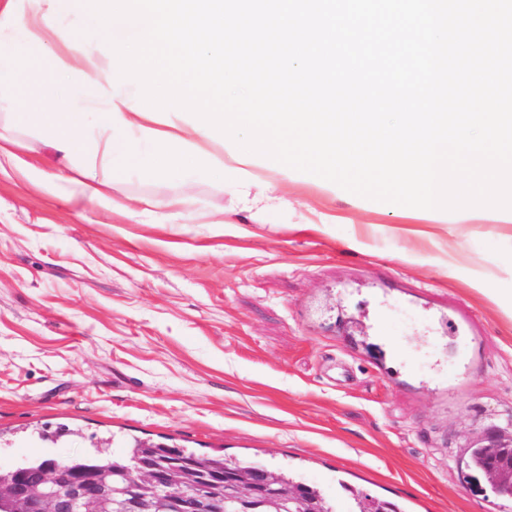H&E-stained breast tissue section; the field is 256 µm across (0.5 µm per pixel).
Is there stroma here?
<instances>
[{
  "mask_svg": "<svg viewBox=\"0 0 512 512\" xmlns=\"http://www.w3.org/2000/svg\"><path fill=\"white\" fill-rule=\"evenodd\" d=\"M285 204L162 224L181 178L127 167L137 217L0 171V466L134 442L259 462L403 512H512L467 467L512 423V223L444 224L340 186L273 177ZM488 284L493 298L475 286Z\"/></svg>",
  "mask_w": 512,
  "mask_h": 512,
  "instance_id": "stroma-1",
  "label": "stroma"
}]
</instances>
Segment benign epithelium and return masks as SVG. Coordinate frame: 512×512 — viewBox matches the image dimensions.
Here are the masks:
<instances>
[{
    "label": "benign epithelium",
    "mask_w": 512,
    "mask_h": 512,
    "mask_svg": "<svg viewBox=\"0 0 512 512\" xmlns=\"http://www.w3.org/2000/svg\"><path fill=\"white\" fill-rule=\"evenodd\" d=\"M488 477L502 495L512 496V471L493 469ZM135 483L140 489L125 500L122 512H154L150 497L143 495V491L158 486L163 488L171 512H220L218 503L206 494V488L199 483L184 486L175 469L164 471L152 463H142L136 470ZM108 486L110 483L96 479L75 482L63 467L51 465L28 484L1 477L0 501L17 505L19 512H83L100 499Z\"/></svg>",
    "instance_id": "7a95c632"
}]
</instances>
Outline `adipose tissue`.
<instances>
[{
	"mask_svg": "<svg viewBox=\"0 0 512 512\" xmlns=\"http://www.w3.org/2000/svg\"><path fill=\"white\" fill-rule=\"evenodd\" d=\"M102 36L97 20L75 8L74 0H0V112L23 123L27 104L12 86L20 70L38 67L45 88L40 138L62 158L81 159L74 176L54 175L47 189L65 181L81 198L122 210L125 202L109 189L125 164L138 161L151 178L180 170L229 180L247 211L273 202L275 186L256 181L250 165L211 151L212 140L202 131L180 119L169 126L133 110L136 85H122L113 94V71L98 50Z\"/></svg>",
	"mask_w": 512,
	"mask_h": 512,
	"instance_id": "ef3b65f1",
	"label": "adipose tissue"
}]
</instances>
